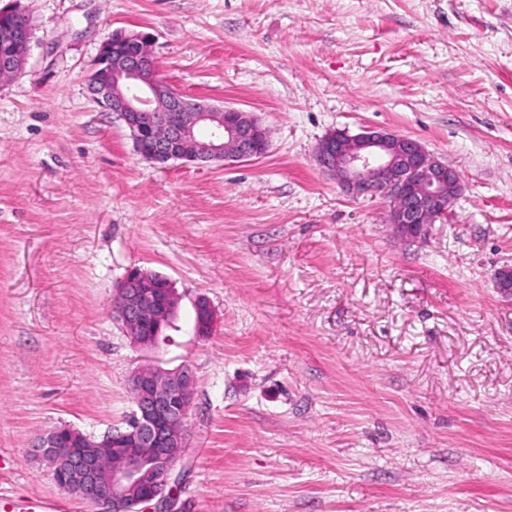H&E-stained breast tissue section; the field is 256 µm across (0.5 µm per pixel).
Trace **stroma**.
Masks as SVG:
<instances>
[{
    "label": "stroma",
    "instance_id": "35a3bbf8",
    "mask_svg": "<svg viewBox=\"0 0 512 512\" xmlns=\"http://www.w3.org/2000/svg\"><path fill=\"white\" fill-rule=\"evenodd\" d=\"M32 21L0 83V494L96 512L36 448L127 425L144 358L195 374L178 512H512V0H0ZM150 34L180 92L256 115L268 152L137 155L87 71ZM421 142L461 190L409 239L314 160L328 133ZM133 268L166 339L112 314ZM206 295L214 333L194 331ZM115 319L124 327L131 343L142 349H154L162 339V330L176 314L178 297L170 281L155 272L140 268L129 270L117 289Z\"/></svg>",
    "mask_w": 512,
    "mask_h": 512
}]
</instances>
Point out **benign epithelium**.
<instances>
[{"label":"benign epithelium","instance_id":"1","mask_svg":"<svg viewBox=\"0 0 512 512\" xmlns=\"http://www.w3.org/2000/svg\"><path fill=\"white\" fill-rule=\"evenodd\" d=\"M0 40L15 45V58L0 67V82L25 70L28 31L0 27ZM98 104L128 129L137 153L166 164L242 161L268 151L265 129L253 116L188 96L161 77L151 37L121 31L119 43L107 38L86 76ZM320 169L336 177L354 196L380 195L393 202L394 223L418 237L448 211L458 195L455 169L432 156L417 140L377 127L350 135L327 134L315 149ZM115 319L131 343L152 350L176 314L178 297L170 281L155 272L129 270L117 289ZM195 333L212 334L216 317L203 295L194 300ZM135 421L102 438L70 427L41 437L40 455L54 470L61 488L73 487L97 512H135L155 502L158 512H173V450L185 447L181 423L194 377L185 365L138 368L130 378Z\"/></svg>","mask_w":512,"mask_h":512}]
</instances>
